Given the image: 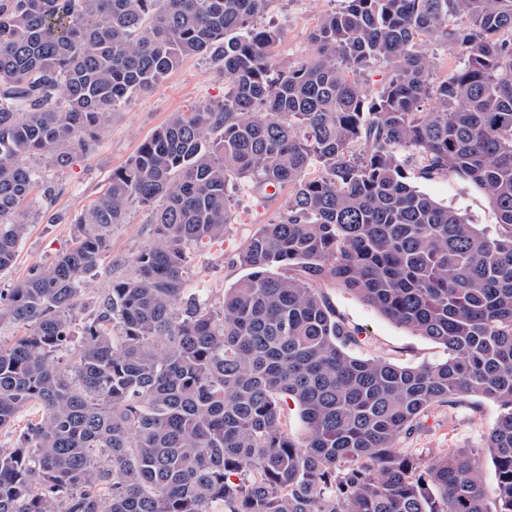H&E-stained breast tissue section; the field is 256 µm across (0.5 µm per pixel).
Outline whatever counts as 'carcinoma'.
Here are the masks:
<instances>
[{
    "label": "carcinoma",
    "mask_w": 512,
    "mask_h": 512,
    "mask_svg": "<svg viewBox=\"0 0 512 512\" xmlns=\"http://www.w3.org/2000/svg\"><path fill=\"white\" fill-rule=\"evenodd\" d=\"M273 2L0 0V272L28 233L31 188L56 192L23 159L89 156L112 107L189 56L226 84L112 172L65 253L0 294V328L26 327L0 342V432L41 412L0 448V512H512V0H343L295 63L269 53L281 30L255 24ZM426 39L463 66L430 81ZM373 61L389 71L368 92ZM409 168L486 190L496 235L420 192ZM238 181L290 196L215 306L187 294L192 252L224 239ZM133 203L153 241L90 298ZM324 281L448 357L351 355L360 332ZM470 396L503 408L484 447H397L434 404Z\"/></svg>",
    "instance_id": "carcinoma-1"
}]
</instances>
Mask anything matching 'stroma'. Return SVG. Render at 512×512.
<instances>
[{"instance_id": "35a3bbf8", "label": "stroma", "mask_w": 512, "mask_h": 512, "mask_svg": "<svg viewBox=\"0 0 512 512\" xmlns=\"http://www.w3.org/2000/svg\"><path fill=\"white\" fill-rule=\"evenodd\" d=\"M341 0H273L259 15L261 27L278 26L282 37L273 55L282 61H302L314 53L311 33L323 18L339 9ZM224 75L209 59L191 56L150 92L137 95L113 110L105 122L90 156H76L65 168L49 171L57 189L53 202L35 199L29 213V230L11 270L0 275V290L23 283L32 270L49 264L66 252L74 235L73 219L103 190L113 170L125 165L140 144L163 126L176 112L201 103L224 99ZM415 186L435 201L458 209L468 223L493 232L497 216L488 192L457 174L415 179ZM234 219L224 229V238L192 260L190 288L201 289L212 303H220L226 288L247 274L235 262L244 242L263 224L278 219L288 199L280 192L275 200H263L246 184L229 189ZM154 227L146 209L129 207L123 223L113 225L110 250L101 257L88 277L90 296L104 294L115 279L130 270L134 255L153 237ZM322 292L337 315L361 331L353 355L383 358L400 366H417L446 357V351L426 337L401 327L338 285L327 283ZM502 413L501 407L485 399H468L465 404L433 407L423 430L401 439L404 448L427 453L432 448H480Z\"/></svg>"}]
</instances>
